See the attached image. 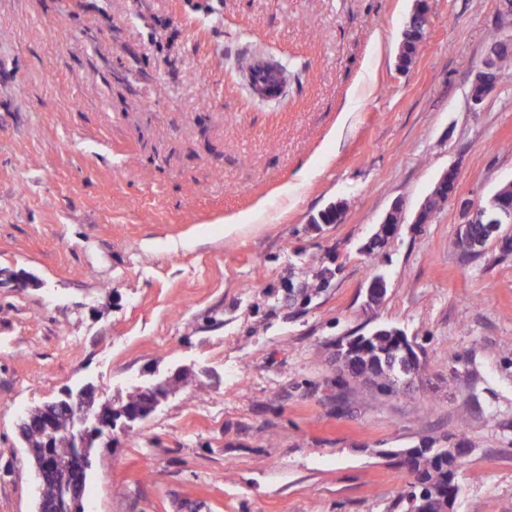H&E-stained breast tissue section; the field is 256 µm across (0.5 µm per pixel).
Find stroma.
<instances>
[{"instance_id":"obj_1","label":"stroma","mask_w":512,"mask_h":512,"mask_svg":"<svg viewBox=\"0 0 512 512\" xmlns=\"http://www.w3.org/2000/svg\"><path fill=\"white\" fill-rule=\"evenodd\" d=\"M413 5L0 0V512L37 505L25 412L178 370L95 448L88 512H387L394 452L461 441L455 512H512V250L463 251L452 203L364 250L449 167L464 198L512 183V69L470 100L499 0H428L402 69ZM255 47L300 71L285 105L226 67ZM380 325L420 348L408 393L336 382L337 339ZM426 31V26L416 23H407L400 45L399 66L401 68L406 69L413 63L418 47L423 40ZM393 215L398 216L396 221L392 219ZM400 221V208L398 205H395L392 208V210L389 213H387L383 222L379 225V231L377 232V234L388 239L391 235H393L396 232L397 227L400 224ZM380 236H375L374 238L371 239V241L368 244L367 254L370 258H375L379 250L383 247L385 239ZM168 384H169V382H167V381L156 382V383L150 384V389H151L150 395H151L152 403L150 405L149 410H143V411L138 410L135 413H125L123 415V421H122L123 428H131L136 423L143 420L152 411V409L157 405V403L166 396Z\"/></svg>"}]
</instances>
